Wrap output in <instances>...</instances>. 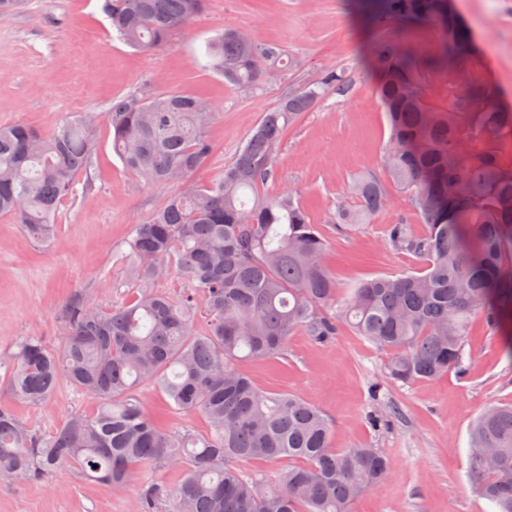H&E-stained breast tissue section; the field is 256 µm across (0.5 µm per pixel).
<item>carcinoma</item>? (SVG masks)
<instances>
[{
    "instance_id": "carcinoma-1",
    "label": "carcinoma",
    "mask_w": 512,
    "mask_h": 512,
    "mask_svg": "<svg viewBox=\"0 0 512 512\" xmlns=\"http://www.w3.org/2000/svg\"><path fill=\"white\" fill-rule=\"evenodd\" d=\"M207 0H102L112 31L141 51L165 47L204 12ZM430 21L440 29L435 53L405 45L401 26ZM365 54L386 112L390 136L383 166L426 226L415 237L391 224L388 243L422 267L357 283L341 294L327 264L325 235L310 223L292 191L272 197L260 186L273 176L285 132L351 79L342 67L289 92L239 149L233 162L201 186L193 173L208 159L207 129L217 116L208 100L179 93L117 98L103 115L122 165L173 188L162 207L135 226L118 257L132 285L126 300L106 307L79 291L59 308L65 341L58 348L28 336L0 360L12 396L29 405L61 383L96 400L90 414L70 416L38 434L0 405V481L42 480L62 470L109 484L136 479L142 468L181 475L169 487L145 482L137 512H348L385 479L389 461L378 448H333L330 425L313 404L259 389L238 367L276 358L303 327L318 343L349 325L387 350L389 376L403 383L467 370L471 318L493 329L512 315V167L491 145L512 132V112L476 108L489 96L465 89L463 103L434 109L422 75L462 70L469 39L448 14V0H385L371 20ZM224 81L254 93L284 71L285 52L259 44L242 29H224L205 47ZM488 148L472 152L465 140ZM97 143L75 115L50 132L27 124L0 129V215L24 225L40 245L57 232L63 201L77 189ZM355 208L340 206L327 223L343 232L367 224L388 195L375 177L353 180ZM184 290H154L171 273ZM207 315L198 330V309ZM152 387L181 411L198 412L208 431L160 428L138 396ZM288 460L267 476L252 460ZM469 478L493 506L512 512V404L490 406L471 430Z\"/></svg>"
}]
</instances>
